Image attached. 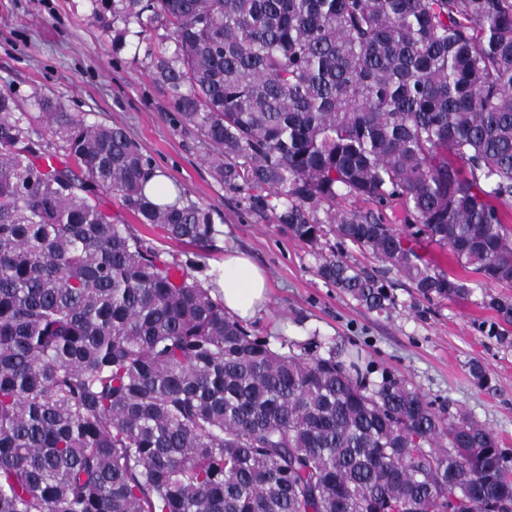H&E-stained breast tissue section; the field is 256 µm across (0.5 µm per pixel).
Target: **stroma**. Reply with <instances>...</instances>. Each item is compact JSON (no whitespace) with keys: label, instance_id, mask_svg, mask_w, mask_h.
<instances>
[{"label":"stroma","instance_id":"35a3bbf8","mask_svg":"<svg viewBox=\"0 0 512 512\" xmlns=\"http://www.w3.org/2000/svg\"><path fill=\"white\" fill-rule=\"evenodd\" d=\"M89 13V0H0V88L23 98L49 89L89 120L125 127L158 169L210 210L218 234L203 250L163 239L117 196H101V209L151 239L163 258L190 264L201 281L226 250L250 254L270 282L265 311L247 324L252 334L276 347L314 334L357 345L373 379L405 377L435 405L464 409L512 448V315L494 305L512 304V285H480L465 300L427 301L389 272L396 308L367 311L318 275L306 244L272 217L250 212L243 194L214 179L212 147L179 123L171 95L151 77L145 47L113 55L111 33L91 25ZM475 363L487 370L490 388L475 383Z\"/></svg>","mask_w":512,"mask_h":512}]
</instances>
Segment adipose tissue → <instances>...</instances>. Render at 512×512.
I'll list each match as a JSON object with an SVG mask.
<instances>
[{"mask_svg":"<svg viewBox=\"0 0 512 512\" xmlns=\"http://www.w3.org/2000/svg\"><path fill=\"white\" fill-rule=\"evenodd\" d=\"M211 272L209 284L217 288L227 314L247 323L265 310L269 301L268 275L247 254L226 252L223 262L213 265Z\"/></svg>","mask_w":512,"mask_h":512,"instance_id":"obj_1","label":"adipose tissue"}]
</instances>
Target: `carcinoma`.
Wrapping results in <instances>:
<instances>
[{"label": "carcinoma", "mask_w": 512, "mask_h": 512, "mask_svg": "<svg viewBox=\"0 0 512 512\" xmlns=\"http://www.w3.org/2000/svg\"><path fill=\"white\" fill-rule=\"evenodd\" d=\"M89 2L116 55L168 33L152 78L214 148L213 176L360 305L396 299L323 252L328 229L427 301L472 288L338 196L397 203L465 270L512 284V0ZM32 99L0 90V512H512L492 429L371 379L357 349L252 335L99 198L200 248L210 210L147 194L157 169L124 128Z\"/></svg>", "instance_id": "carcinoma-1"}]
</instances>
